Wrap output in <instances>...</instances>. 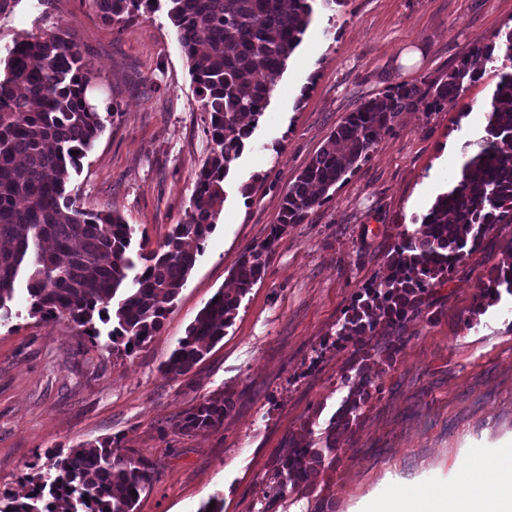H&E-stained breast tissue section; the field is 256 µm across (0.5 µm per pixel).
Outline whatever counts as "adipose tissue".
<instances>
[{
  "mask_svg": "<svg viewBox=\"0 0 512 512\" xmlns=\"http://www.w3.org/2000/svg\"><path fill=\"white\" fill-rule=\"evenodd\" d=\"M366 512H512V449L488 468L465 495L447 489L391 491L372 499Z\"/></svg>",
  "mask_w": 512,
  "mask_h": 512,
  "instance_id": "obj_1",
  "label": "adipose tissue"
}]
</instances>
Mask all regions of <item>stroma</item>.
I'll return each instance as SVG.
<instances>
[{
    "label": "stroma",
    "instance_id": "35a3bbf8",
    "mask_svg": "<svg viewBox=\"0 0 512 512\" xmlns=\"http://www.w3.org/2000/svg\"><path fill=\"white\" fill-rule=\"evenodd\" d=\"M313 14L262 119L228 176L224 207L162 331L133 354L100 335L31 316L24 287L0 313V491L25 494L47 451L106 437L155 471L135 512H360L365 500L414 486L457 487L463 472L512 446V296L476 306L481 277L512 243L499 224L466 255L407 325L392 365L352 367L355 341L336 332L358 294L380 280L399 236L449 189L445 152L483 131L498 81L492 63L443 110L401 113L369 159L267 255L224 338L184 376L161 366L207 301L228 284L246 247L269 236L282 198L336 125L362 100L399 83L438 78L477 49L500 45L512 0H312ZM72 33L114 106L73 175L80 207L115 209L157 248L189 206L194 172L210 152L207 115L167 16L166 0L124 27L93 0H0V56L14 40ZM261 174L248 200L239 186ZM372 398L336 438V463L312 488L278 487L289 448L320 436L360 375ZM232 407L221 426L176 428L199 399Z\"/></svg>",
    "mask_w": 512,
    "mask_h": 512
}]
</instances>
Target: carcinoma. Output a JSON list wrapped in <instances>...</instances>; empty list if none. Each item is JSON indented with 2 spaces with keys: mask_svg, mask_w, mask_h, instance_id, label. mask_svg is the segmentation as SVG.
I'll list each match as a JSON object with an SVG mask.
<instances>
[{
  "mask_svg": "<svg viewBox=\"0 0 512 512\" xmlns=\"http://www.w3.org/2000/svg\"><path fill=\"white\" fill-rule=\"evenodd\" d=\"M103 18L119 27L152 11L154 0H95ZM212 148L196 172L185 218L164 243L139 244L142 271L132 274L133 228L115 210L79 208L68 191L74 172L105 128L89 104L93 75L67 31L27 34L14 41L0 77V310L24 282L30 315L68 322L99 336L95 321L112 323V351L130 355L157 335L214 231L224 204L225 180L264 116L270 95L299 47L312 15L310 0H168ZM499 81L483 135L464 145L469 158L458 182L439 194L420 224L406 231L387 275L364 287L336 336L363 341L354 364L391 365L406 324L421 312L424 295L445 282L464 256L496 224H512V29L507 32ZM478 79L470 62L448 74L398 84L349 112L327 143L288 186L271 237L240 256L234 288L217 293L198 313L163 364L184 376L220 342L242 299L261 279L267 252L290 224L330 199L336 185L369 159L377 138L394 130L402 112L427 101L440 110ZM512 296V244L480 281L479 296ZM387 328L374 345L366 337ZM368 380L350 389L316 441H301L277 468L278 489L311 487L318 466L336 463V434L350 429L369 402ZM231 401L202 398L176 424L189 435L224 422ZM153 481L149 462L119 437L47 453V472L29 478L30 491L0 492V512H134Z\"/></svg>",
  "mask_w": 512,
  "mask_h": 512,
  "instance_id": "obj_1",
  "label": "carcinoma"
}]
</instances>
